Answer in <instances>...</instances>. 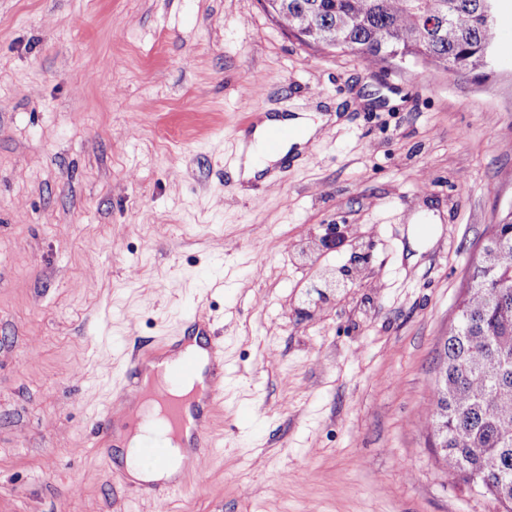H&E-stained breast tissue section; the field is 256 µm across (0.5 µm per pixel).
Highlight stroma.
Segmentation results:
<instances>
[{"label": "stroma", "instance_id": "stroma-1", "mask_svg": "<svg viewBox=\"0 0 512 512\" xmlns=\"http://www.w3.org/2000/svg\"><path fill=\"white\" fill-rule=\"evenodd\" d=\"M497 29L483 77L307 46L261 0H0V512H493L425 423L512 207V0ZM295 110L328 121L242 193L248 123ZM197 309L216 446L178 498L125 492L95 418Z\"/></svg>", "mask_w": 512, "mask_h": 512}]
</instances>
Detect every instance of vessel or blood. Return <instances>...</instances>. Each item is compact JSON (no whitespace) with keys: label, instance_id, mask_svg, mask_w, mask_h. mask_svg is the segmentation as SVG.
Instances as JSON below:
<instances>
[{"label":"vessel or blood","instance_id":"vessel-or-blood-1","mask_svg":"<svg viewBox=\"0 0 512 512\" xmlns=\"http://www.w3.org/2000/svg\"><path fill=\"white\" fill-rule=\"evenodd\" d=\"M190 336L206 339L210 364L200 370L195 359L169 362L170 345L184 346L190 336L176 337L173 344H159L149 350L147 358H132L127 362L120 392L130 398L124 411L106 408L98 417L94 429V445L103 455H110L114 445V431L120 420L143 424L144 418L137 406L138 399H146L157 406L155 430L174 440L186 441L196 455H204L213 448L211 414L224 402V343L209 333V325L200 315H193Z\"/></svg>","mask_w":512,"mask_h":512}]
</instances>
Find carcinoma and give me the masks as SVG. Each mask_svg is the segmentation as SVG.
Segmentation results:
<instances>
[{"label": "carcinoma", "mask_w": 512, "mask_h": 512, "mask_svg": "<svg viewBox=\"0 0 512 512\" xmlns=\"http://www.w3.org/2000/svg\"><path fill=\"white\" fill-rule=\"evenodd\" d=\"M301 42L350 49L368 64L422 62L452 74L486 67L497 29L483 0H264ZM426 422L448 476L512 512V208L469 271L443 344Z\"/></svg>", "instance_id": "carcinoma-1"}]
</instances>
